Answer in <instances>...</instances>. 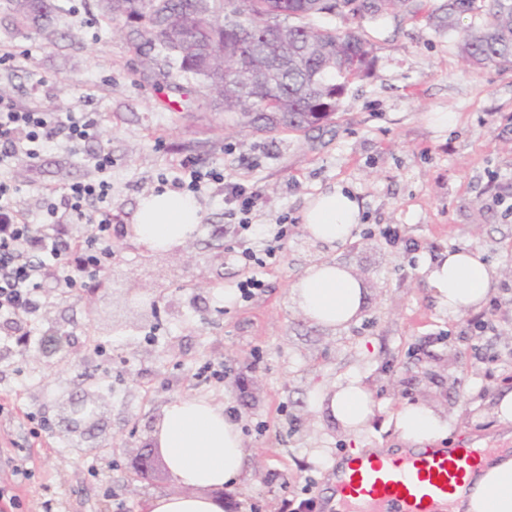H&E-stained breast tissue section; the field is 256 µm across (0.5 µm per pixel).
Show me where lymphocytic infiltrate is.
I'll return each mask as SVG.
<instances>
[{
	"label": "lymphocytic infiltrate",
	"mask_w": 512,
	"mask_h": 512,
	"mask_svg": "<svg viewBox=\"0 0 512 512\" xmlns=\"http://www.w3.org/2000/svg\"><path fill=\"white\" fill-rule=\"evenodd\" d=\"M96 133L91 117L63 120L57 113L24 108L0 97V171L9 170L20 158L37 160L57 136H64L67 146L74 148ZM184 167L190 179L178 182V189L194 193L206 180L223 187L235 211L245 215L254 208L253 196L241 185L225 183L223 172L195 170L190 160ZM93 168L95 178L66 187L64 209L43 203L46 218L38 224L31 223L29 211L19 206V185L0 178V322L36 315L43 299L89 287L110 262L113 218L103 204L112 191L106 178L111 154H96ZM75 223L88 225L84 238L70 236L69 227Z\"/></svg>",
	"instance_id": "lymphocytic-infiltrate-1"
}]
</instances>
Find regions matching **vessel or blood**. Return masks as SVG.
<instances>
[{
    "label": "vessel or blood",
    "mask_w": 512,
    "mask_h": 512,
    "mask_svg": "<svg viewBox=\"0 0 512 512\" xmlns=\"http://www.w3.org/2000/svg\"><path fill=\"white\" fill-rule=\"evenodd\" d=\"M482 450L473 441L398 456L361 453L334 474L338 501L321 512H452L451 494Z\"/></svg>",
    "instance_id": "obj_1"
}]
</instances>
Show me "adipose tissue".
Instances as JSON below:
<instances>
[{
    "instance_id": "adipose-tissue-1",
    "label": "adipose tissue",
    "mask_w": 512,
    "mask_h": 512,
    "mask_svg": "<svg viewBox=\"0 0 512 512\" xmlns=\"http://www.w3.org/2000/svg\"><path fill=\"white\" fill-rule=\"evenodd\" d=\"M202 220L194 196L153 191L139 199L134 231L148 249L170 251L182 247ZM359 222L358 203L336 187L311 198L303 214L309 237L327 245L348 239ZM425 271L439 304L452 315L481 308L494 277L481 250L471 246L444 254ZM292 295L307 319L332 329L347 327L366 302L362 280L333 261L307 267ZM315 398L319 410L354 434L374 415L372 393L357 379L321 388ZM394 423L401 440L413 446L436 443L448 428L447 420L422 404L400 407ZM153 437L181 490L147 499L141 512H223L207 489L235 488L251 474L239 422L211 401L190 395L171 401ZM452 509L512 512V453L482 460L469 485L455 494Z\"/></svg>"
}]
</instances>
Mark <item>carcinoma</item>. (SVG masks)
<instances>
[{
  "label": "carcinoma",
  "mask_w": 512,
  "mask_h": 512,
  "mask_svg": "<svg viewBox=\"0 0 512 512\" xmlns=\"http://www.w3.org/2000/svg\"><path fill=\"white\" fill-rule=\"evenodd\" d=\"M18 27L53 31L59 7L54 0H6ZM347 0H98L101 15L121 21L120 31L139 56L144 69L164 78L192 79L215 95L226 112L267 131H302L336 114L346 80L371 72L372 43L354 28L340 30L319 23L327 17H367L380 23L401 12L418 11L417 0H380L374 10ZM479 17L464 27L457 19ZM437 26L455 35L466 63L512 65V0H447L429 15ZM289 28L279 58L265 87L249 86L250 72L264 58L271 25ZM249 32L251 55L236 53L240 31ZM182 39H164L170 32ZM164 52L158 61L151 50ZM286 112L288 122L274 126L268 114Z\"/></svg>",
  "instance_id": "carcinoma-1"
}]
</instances>
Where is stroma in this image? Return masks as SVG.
I'll use <instances>...</instances> for the list:
<instances>
[{"label": "stroma", "mask_w": 512, "mask_h": 512, "mask_svg": "<svg viewBox=\"0 0 512 512\" xmlns=\"http://www.w3.org/2000/svg\"><path fill=\"white\" fill-rule=\"evenodd\" d=\"M425 10L381 24L361 20L374 74L351 79L332 119L305 131L265 132L197 95L195 82L157 91L124 37L99 16L96 0H57L62 38L12 25L0 9V48L18 55L0 87L60 116L92 114L97 140L69 151L56 140L37 163L9 173L24 203L42 189L92 178L91 157L112 154L106 205L117 226L112 262L87 306L79 290L43 307V338L28 350L0 343V512H140L144 499L178 491L165 462L137 477L164 405L192 395L241 421L252 478L225 491V512H279L308 489L321 498L337 459L361 448L399 447L397 409L424 402L449 422L441 446L480 440L512 448V422L494 413L512 391V208L495 183L512 182V69L467 66L453 36ZM191 159L223 171L258 200L251 231L230 216L223 189L197 195L203 208L188 245L146 250L128 234L139 198ZM341 187L361 208L351 239L327 247L303 232L307 201ZM288 234L265 286L242 299L239 251L262 253L279 225ZM399 224L417 251L379 233ZM471 245L497 273L492 326L473 334L467 316L441 307L423 269ZM332 259L360 273L368 295L357 320L331 331L306 320L290 290L312 263ZM162 284L156 314L139 306ZM223 379L202 376L204 366ZM360 379L375 414L352 437L317 410V389ZM104 398L93 446L76 447L56 418L68 398Z\"/></svg>", "instance_id": "obj_1"}]
</instances>
